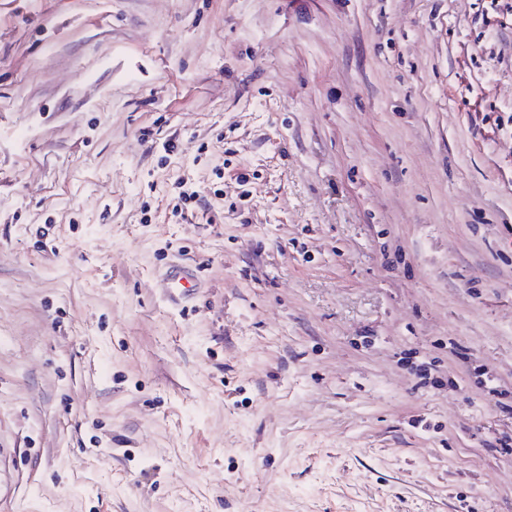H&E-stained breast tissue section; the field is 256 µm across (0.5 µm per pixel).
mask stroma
<instances>
[{"instance_id":"1","label":"stroma","mask_w":512,"mask_h":512,"mask_svg":"<svg viewBox=\"0 0 512 512\" xmlns=\"http://www.w3.org/2000/svg\"><path fill=\"white\" fill-rule=\"evenodd\" d=\"M505 437L512 0H0V512H512ZM198 269L191 263H178L170 265L163 274V282L167 288L168 299L178 304L190 295L198 285Z\"/></svg>"}]
</instances>
